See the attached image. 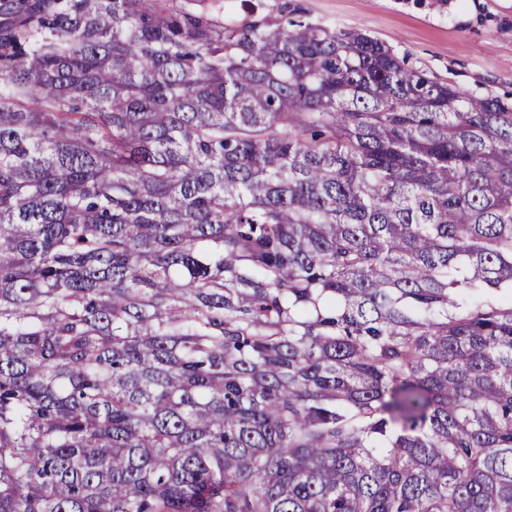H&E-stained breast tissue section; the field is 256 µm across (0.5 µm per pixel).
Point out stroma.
Returning <instances> with one entry per match:
<instances>
[{
  "instance_id": "35a3bbf8",
  "label": "stroma",
  "mask_w": 512,
  "mask_h": 512,
  "mask_svg": "<svg viewBox=\"0 0 512 512\" xmlns=\"http://www.w3.org/2000/svg\"><path fill=\"white\" fill-rule=\"evenodd\" d=\"M336 28H358L431 76L512 93V0H300Z\"/></svg>"
}]
</instances>
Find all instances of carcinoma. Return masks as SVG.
<instances>
[{"mask_svg":"<svg viewBox=\"0 0 512 512\" xmlns=\"http://www.w3.org/2000/svg\"><path fill=\"white\" fill-rule=\"evenodd\" d=\"M247 2L0 3V512H512V98Z\"/></svg>","mask_w":512,"mask_h":512,"instance_id":"carcinoma-1","label":"carcinoma"}]
</instances>
